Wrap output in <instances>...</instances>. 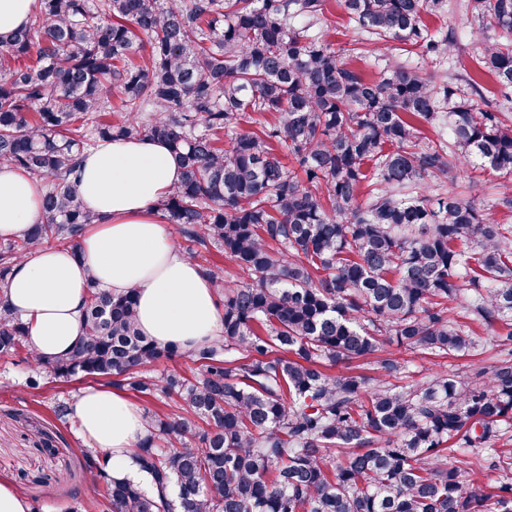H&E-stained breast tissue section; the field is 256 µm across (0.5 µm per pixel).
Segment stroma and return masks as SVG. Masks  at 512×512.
<instances>
[{
    "instance_id": "1",
    "label": "stroma",
    "mask_w": 512,
    "mask_h": 512,
    "mask_svg": "<svg viewBox=\"0 0 512 512\" xmlns=\"http://www.w3.org/2000/svg\"><path fill=\"white\" fill-rule=\"evenodd\" d=\"M29 369L0 357V478L40 512H94L98 490L84 473L85 450L73 425L53 414L55 402L72 401L81 379L54 382L45 390L26 388Z\"/></svg>"
}]
</instances>
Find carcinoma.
Here are the masks:
<instances>
[{"mask_svg":"<svg viewBox=\"0 0 512 512\" xmlns=\"http://www.w3.org/2000/svg\"><path fill=\"white\" fill-rule=\"evenodd\" d=\"M338 2L348 48L320 30L325 0H40L0 42V163L45 184L41 222L0 239V289L95 223L77 169L106 139L169 145L182 174L160 210L190 259L212 246L235 270L203 268L224 334L194 352L157 347L135 293L91 277L84 337L44 361L0 294V356L30 367L28 388L105 378L185 411L148 416L145 484L83 454L101 512H512V225L459 191L489 168L512 209V122L482 92L487 76L512 102V39L486 36L512 33V0H470L482 54L463 88L408 59L378 77L354 64L390 42L448 59L464 34L423 20L446 0ZM475 323L495 357L417 375V358L475 350ZM365 361L375 375L351 372Z\"/></svg>","mask_w":512,"mask_h":512,"instance_id":"cac0c4a2","label":"carcinoma"}]
</instances>
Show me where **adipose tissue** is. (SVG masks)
Segmentation results:
<instances>
[{"instance_id":"adipose-tissue-1","label":"adipose tissue","mask_w":512,"mask_h":512,"mask_svg":"<svg viewBox=\"0 0 512 512\" xmlns=\"http://www.w3.org/2000/svg\"><path fill=\"white\" fill-rule=\"evenodd\" d=\"M78 201L97 221L76 247L38 248L18 262L8 300L28 328L37 356L53 359L81 339L87 272L115 294L135 291L138 328L156 346L195 350L220 338L223 323L202 269L173 242L158 201L181 179L176 156L161 140L103 141L82 161ZM40 182L0 164V238L41 217ZM71 419L87 448L107 454L112 473L146 474L131 450L150 433L143 410L107 386L82 389Z\"/></svg>"}]
</instances>
